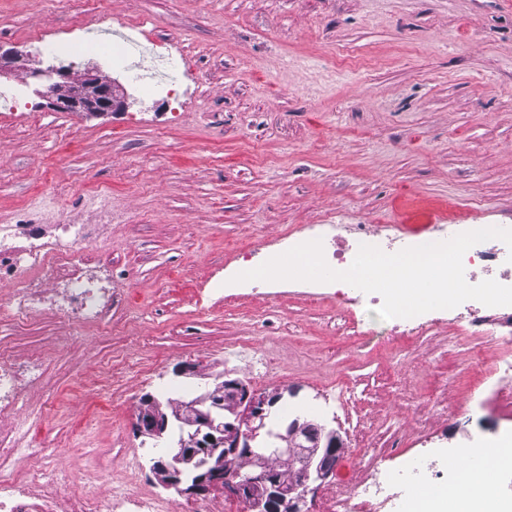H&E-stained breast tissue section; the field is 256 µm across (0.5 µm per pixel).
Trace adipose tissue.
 <instances>
[{"label":"adipose tissue","mask_w":512,"mask_h":512,"mask_svg":"<svg viewBox=\"0 0 512 512\" xmlns=\"http://www.w3.org/2000/svg\"><path fill=\"white\" fill-rule=\"evenodd\" d=\"M480 457L482 468L456 466L457 478L445 486L421 484L412 491L405 512H512V505L501 499L496 486L487 478L488 470L512 462V447L480 444L470 449Z\"/></svg>","instance_id":"adipose-tissue-1"}]
</instances>
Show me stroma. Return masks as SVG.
Wrapping results in <instances>:
<instances>
[{
  "mask_svg": "<svg viewBox=\"0 0 512 512\" xmlns=\"http://www.w3.org/2000/svg\"><path fill=\"white\" fill-rule=\"evenodd\" d=\"M113 18L171 41L194 64L181 108L135 85L104 50L83 53L121 84L126 111L52 110L31 78L34 31H100L94 0H0V45L22 59L1 87L25 104L0 112V225L47 191V224H93L72 197L112 193L93 259L117 298L102 324L37 311L0 320V349L44 358L27 410L40 442L65 444L68 467L106 470L127 449L140 487L172 497L151 467L167 442L135 429L151 394L178 405L228 372L282 393L272 419L343 430L326 394L347 382L351 408L375 421L384 449L464 448L512 426L472 363L475 343L440 324L394 345L372 317L377 353L348 338L346 308L311 303L306 281L225 287L244 248L269 256L285 233L316 224L512 225V0H108ZM273 373L260 376L261 360ZM185 363L199 376L176 375Z\"/></svg>",
  "mask_w": 512,
  "mask_h": 512,
  "instance_id": "stroma-1",
  "label": "stroma"
}]
</instances>
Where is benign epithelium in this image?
Instances as JSON below:
<instances>
[{
  "mask_svg": "<svg viewBox=\"0 0 512 512\" xmlns=\"http://www.w3.org/2000/svg\"><path fill=\"white\" fill-rule=\"evenodd\" d=\"M30 76L47 79L45 95L59 112L105 116L128 107L114 83L102 79L95 67L76 75L63 64L46 68L34 62ZM282 395H260L228 373L215 376L211 389L168 413L152 395L141 398L137 431L161 439L177 431L168 453L154 470L168 489L181 497L220 492L248 504L251 512H302L308 493L333 474L330 463L345 447L335 429L310 439L305 424L295 419L273 431L267 420ZM261 437L275 447L258 448ZM284 458L290 472L274 467L272 457ZM244 465L227 472L232 462Z\"/></svg>",
  "mask_w": 512,
  "mask_h": 512,
  "instance_id": "obj_1",
  "label": "benign epithelium"
}]
</instances>
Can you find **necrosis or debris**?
I'll list each match as a JSON object with an SVG mask.
<instances>
[{
	"label": "necrosis or debris",
	"instance_id": "necrosis-or-debris-1",
	"mask_svg": "<svg viewBox=\"0 0 512 512\" xmlns=\"http://www.w3.org/2000/svg\"><path fill=\"white\" fill-rule=\"evenodd\" d=\"M118 52L116 63L125 64L135 56L150 58V73L132 68L135 82L151 80L162 89H172L175 77L170 68L186 70V57L174 54L170 43L162 40L143 41L142 31L115 30ZM102 224H42L35 207L23 209L19 223L0 225V285L7 291L0 295V315L21 321L37 309L54 311L73 323L101 321L111 309L115 293L112 277L101 264L90 258L91 250L101 238ZM464 224H433L426 233L405 234L400 228L386 226L377 239L378 247L392 253L407 247L440 242L467 232ZM346 245H339L330 225L315 231L321 239L328 265L342 271L354 260L360 245L369 238L361 225L350 228ZM465 269H481L485 278L512 286V250L498 239L471 247L463 257ZM452 323H468L469 334L477 339H498L501 348L487 373L498 383L512 382V330L497 334L489 328L478 309L458 306L450 309ZM42 368V360L31 357L20 360L0 353V418H8L12 426L0 431V512H196L195 508L175 504L143 492L137 483L136 460L126 461L117 484L99 493L95 485L101 473L85 469L58 468L67 448H36L32 445L35 414L21 411L22 392ZM359 448L351 459L353 471L362 478L353 493L343 486L325 492L313 512H384V503L393 498L398 475L423 479L443 472V458L432 450L405 454L400 439H393L387 453L370 449L372 422L363 415L348 418ZM29 454L32 463L21 473L13 463L21 454ZM400 460L398 470L381 464L382 458Z\"/></svg>",
	"mask_w": 512,
	"mask_h": 512
}]
</instances>
